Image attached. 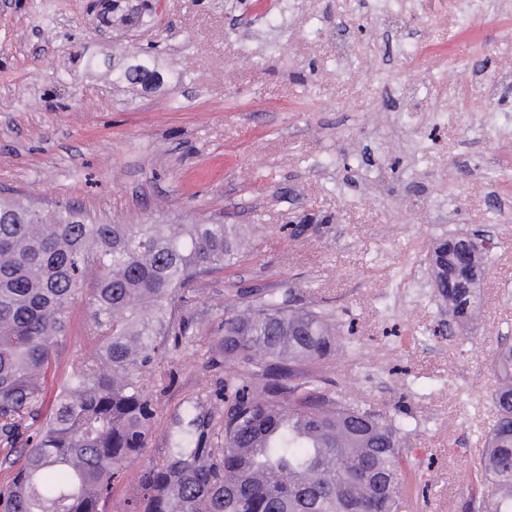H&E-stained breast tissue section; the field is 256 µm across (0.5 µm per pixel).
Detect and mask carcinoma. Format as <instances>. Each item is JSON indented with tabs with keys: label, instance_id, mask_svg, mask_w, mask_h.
I'll return each instance as SVG.
<instances>
[{
	"label": "carcinoma",
	"instance_id": "carcinoma-1",
	"mask_svg": "<svg viewBox=\"0 0 512 512\" xmlns=\"http://www.w3.org/2000/svg\"><path fill=\"white\" fill-rule=\"evenodd\" d=\"M154 73L140 64L113 80ZM436 292L461 327L479 301L488 249L452 237ZM254 248L238 224H104L0 198V446L21 448L0 512H104L158 424L147 375L186 331L181 312L207 274ZM224 320V445L150 460L118 512H401L410 423L330 386L352 341L290 288L238 291ZM89 348L53 388L72 308ZM495 419L479 470L493 512H512V345L494 357Z\"/></svg>",
	"mask_w": 512,
	"mask_h": 512
}]
</instances>
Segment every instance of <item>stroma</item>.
<instances>
[{
  "label": "stroma",
  "instance_id": "stroma-1",
  "mask_svg": "<svg viewBox=\"0 0 512 512\" xmlns=\"http://www.w3.org/2000/svg\"><path fill=\"white\" fill-rule=\"evenodd\" d=\"M90 3L0 4V196L111 224L263 228L204 278L155 363L142 461L187 433L219 445L231 300L291 288L356 342L334 388L416 426L402 512H474L493 357L512 343V90L488 100L512 68V8L461 22L462 0H121L144 26L105 28ZM143 61L152 87L113 82ZM451 232L490 241L467 340L431 280Z\"/></svg>",
  "mask_w": 512,
  "mask_h": 512
}]
</instances>
